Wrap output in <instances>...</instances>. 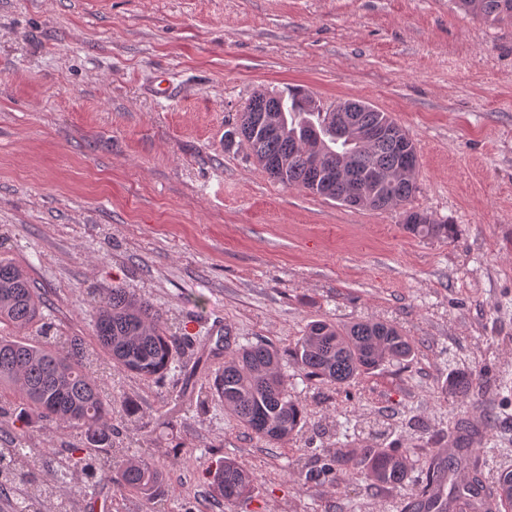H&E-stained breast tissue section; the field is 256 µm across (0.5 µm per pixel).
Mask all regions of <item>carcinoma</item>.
<instances>
[{
  "mask_svg": "<svg viewBox=\"0 0 512 512\" xmlns=\"http://www.w3.org/2000/svg\"><path fill=\"white\" fill-rule=\"evenodd\" d=\"M466 13L491 23H512V0H458ZM276 108L280 133L265 135L263 128L248 122ZM331 112H322L313 98L302 92L271 96L256 92L239 113L236 132L248 144L257 159L280 166L279 182L298 187L333 200H340L347 182L314 184L325 181L322 166L309 160L336 153L348 155L349 178L371 188L374 198L388 197L395 205L409 201L417 190L416 181L401 179L387 185L371 181L372 172H397L418 166L416 148L405 130L386 113L371 105L355 113V124L375 128L388 124L396 128L400 140L382 137L368 150L339 141L332 126ZM406 228L422 237H445L449 226L437 224L427 215L407 212ZM46 299L33 287L25 270L10 260H0V324L25 329L44 319ZM93 332L101 349L120 369L146 380L162 377L180 366L187 356L189 339L172 331L163 314L152 303L124 288H113L94 303L89 311ZM414 354L411 338L392 323L356 322L340 327L326 320L309 323L303 336L288 350L297 375L309 382L344 385L357 376L390 362L402 363ZM280 350L263 340L239 345L227 352L222 369L214 378L212 396L224 403L240 423L257 437L280 443L293 435L304 420V411L292 398L281 367ZM12 385L19 401L14 420L24 424L64 423L82 430L87 448H108L119 430L112 426V396L94 376L84 341L72 336L64 342L22 340L0 335V386ZM481 380L465 369L456 370L445 391L466 399L480 389ZM472 449L458 439L448 459L433 463L432 475H450L454 483L462 481L463 464ZM22 448H0V488L27 474L13 467ZM74 464L92 478L112 481L123 492L159 495L162 474L146 458L119 460L100 473L72 450ZM338 470L365 469L368 477L381 485H400L408 478L414 461L407 450L368 448L359 456L340 452L333 457ZM211 488L226 502H233L252 489V475L238 462L227 459L209 473ZM496 491L507 492L504 507L512 508V470H502L495 482Z\"/></svg>",
  "mask_w": 512,
  "mask_h": 512,
  "instance_id": "cac0c4a2",
  "label": "carcinoma"
}]
</instances>
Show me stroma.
<instances>
[{"mask_svg": "<svg viewBox=\"0 0 512 512\" xmlns=\"http://www.w3.org/2000/svg\"><path fill=\"white\" fill-rule=\"evenodd\" d=\"M317 104L365 101L388 113L419 154L406 206L353 209L286 187L232 136L260 90ZM452 225L421 238L406 210ZM0 259L44 293V324L25 339L82 337L110 288L150 301L194 340L158 383L98 358L96 378L135 425L96 460L151 458L167 497L89 484L59 471L81 433L23 427L27 481L0 488V512L44 490L37 512H414V494L448 435L472 416L470 470L512 469V25H490L455 0H0ZM390 321L415 354L348 386L285 368L304 410L300 430L268 445L209 385L225 345L291 348L308 323ZM482 391H444L459 366ZM409 450L399 487L361 471L309 481L336 450ZM255 476L245 499L212 497L225 459Z\"/></svg>", "mask_w": 512, "mask_h": 512, "instance_id": "1", "label": "stroma"}]
</instances>
